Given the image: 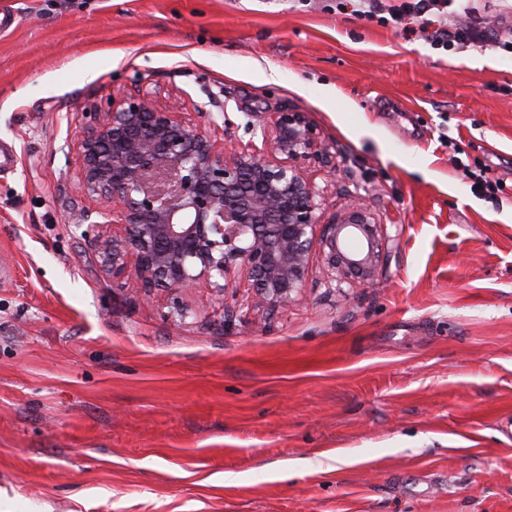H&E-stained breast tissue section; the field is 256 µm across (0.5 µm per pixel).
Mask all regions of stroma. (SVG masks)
Wrapping results in <instances>:
<instances>
[{
  "mask_svg": "<svg viewBox=\"0 0 512 512\" xmlns=\"http://www.w3.org/2000/svg\"><path fill=\"white\" fill-rule=\"evenodd\" d=\"M1 10L0 512H512V54L336 0ZM137 86L238 149L247 113L305 112L321 223L359 198L398 227L376 279L326 288L315 250L287 308L231 323L205 288L180 323L113 287L61 147Z\"/></svg>",
  "mask_w": 512,
  "mask_h": 512,
  "instance_id": "1",
  "label": "stroma"
}]
</instances>
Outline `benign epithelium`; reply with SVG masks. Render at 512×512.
Returning a JSON list of instances; mask_svg holds the SVG:
<instances>
[{
    "label": "benign epithelium",
    "instance_id": "1",
    "mask_svg": "<svg viewBox=\"0 0 512 512\" xmlns=\"http://www.w3.org/2000/svg\"><path fill=\"white\" fill-rule=\"evenodd\" d=\"M180 106L138 88L82 113L76 177L91 206L73 229L97 245L112 284L135 280L147 299L168 289L169 314L184 321L187 291L223 300L240 277L250 293L238 310L287 307L305 288L316 242L327 284L374 278L390 236L359 200L320 223L324 190L308 169L333 160L305 113H246L261 143L239 152Z\"/></svg>",
    "mask_w": 512,
    "mask_h": 512
}]
</instances>
